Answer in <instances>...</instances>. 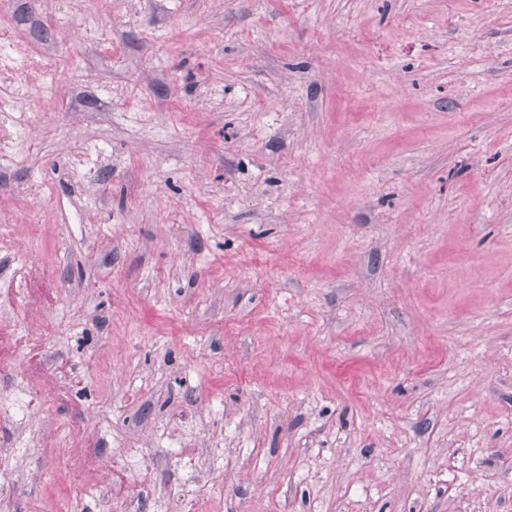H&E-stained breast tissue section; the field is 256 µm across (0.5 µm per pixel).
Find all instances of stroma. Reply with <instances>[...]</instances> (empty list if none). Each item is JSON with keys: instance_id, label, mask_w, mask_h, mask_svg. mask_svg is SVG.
<instances>
[{"instance_id": "stroma-1", "label": "stroma", "mask_w": 512, "mask_h": 512, "mask_svg": "<svg viewBox=\"0 0 512 512\" xmlns=\"http://www.w3.org/2000/svg\"><path fill=\"white\" fill-rule=\"evenodd\" d=\"M0 25L41 106L0 156L7 512H96L128 448L168 512H512V0Z\"/></svg>"}]
</instances>
